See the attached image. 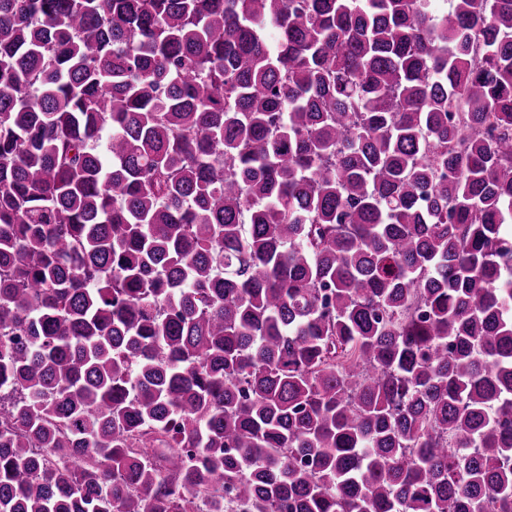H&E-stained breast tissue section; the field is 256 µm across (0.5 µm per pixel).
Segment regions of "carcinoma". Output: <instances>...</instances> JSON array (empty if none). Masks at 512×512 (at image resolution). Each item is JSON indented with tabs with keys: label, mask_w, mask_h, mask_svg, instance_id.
<instances>
[{
	"label": "carcinoma",
	"mask_w": 512,
	"mask_h": 512,
	"mask_svg": "<svg viewBox=\"0 0 512 512\" xmlns=\"http://www.w3.org/2000/svg\"><path fill=\"white\" fill-rule=\"evenodd\" d=\"M0 0V512H512V0Z\"/></svg>",
	"instance_id": "cac0c4a2"
}]
</instances>
